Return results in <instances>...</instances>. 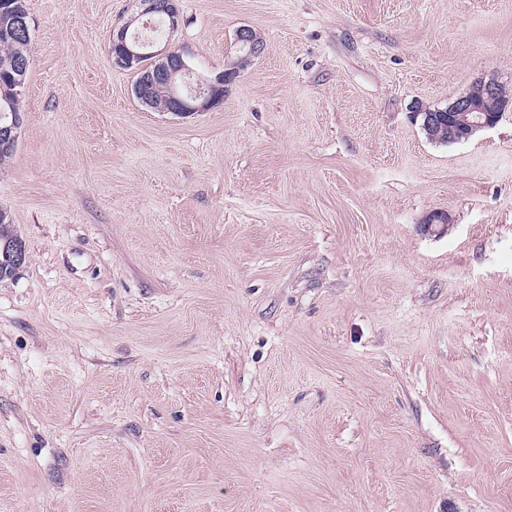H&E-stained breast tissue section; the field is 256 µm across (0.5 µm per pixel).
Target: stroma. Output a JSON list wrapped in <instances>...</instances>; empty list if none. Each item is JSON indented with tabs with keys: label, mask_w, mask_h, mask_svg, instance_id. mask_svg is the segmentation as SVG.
<instances>
[{
	"label": "stroma",
	"mask_w": 512,
	"mask_h": 512,
	"mask_svg": "<svg viewBox=\"0 0 512 512\" xmlns=\"http://www.w3.org/2000/svg\"><path fill=\"white\" fill-rule=\"evenodd\" d=\"M208 111L133 94L139 0H28L0 208V512H512V0H179ZM447 213L442 236L422 233ZM500 83L491 79L475 83L471 89L448 103V121L432 134L431 141L458 143L469 140L475 133L494 127L502 117L508 102H501L499 111L490 110V104L498 100ZM502 98L509 99V93L502 85ZM0 241H4L2 248L0 242V251L2 250V254L6 259L5 264H7V268L14 272L18 271L25 263L26 254L25 249L13 241L21 243L23 241L14 229V224H12L8 212L2 208H0Z\"/></svg>",
	"instance_id": "1"
}]
</instances>
